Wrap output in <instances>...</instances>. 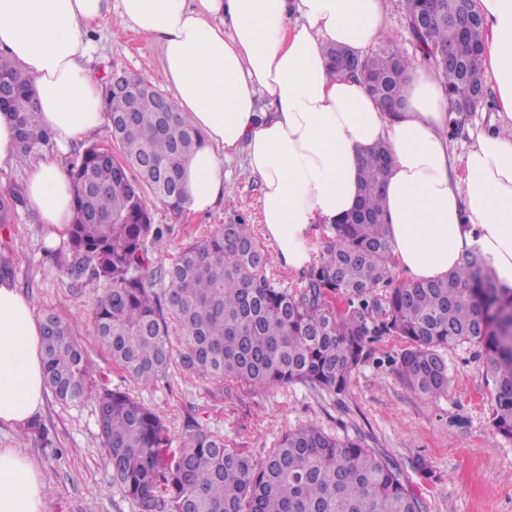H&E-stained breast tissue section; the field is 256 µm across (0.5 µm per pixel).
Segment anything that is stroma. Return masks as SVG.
I'll use <instances>...</instances> for the list:
<instances>
[{
	"instance_id": "stroma-1",
	"label": "stroma",
	"mask_w": 512,
	"mask_h": 512,
	"mask_svg": "<svg viewBox=\"0 0 512 512\" xmlns=\"http://www.w3.org/2000/svg\"><path fill=\"white\" fill-rule=\"evenodd\" d=\"M88 38L95 46L91 65L99 76L123 69L165 89L160 50L149 37L125 30L108 16ZM228 168V202L213 212L176 215L152 202L154 222L168 229V247L154 255V266L170 265L186 244L242 219L265 247L268 277L282 288H302L306 271L288 269L275 242L264 234L258 184L242 172L240 161ZM0 258L10 263L11 280L31 301L36 316L51 312L71 324L99 387L128 392L165 422L170 451H178L186 434L196 429L261 461L286 432L315 424L327 434L357 440L391 457L427 512H512V440L491 430L486 359L477 347L448 349V392L436 400L416 394L397 373L395 362L404 344L395 336L372 345L349 393L339 399L306 383L259 387L213 382L177 360L163 378L144 386L98 343L88 316L92 289L72 287L48 254L44 227L31 221L29 209L0 227ZM36 418L50 430L53 447H38L22 439L21 427L1 422L0 448L18 449L39 466L49 492L46 512H140L138 502L112 481L95 400L65 405L49 394ZM420 458L429 465L430 478L414 470Z\"/></svg>"
}]
</instances>
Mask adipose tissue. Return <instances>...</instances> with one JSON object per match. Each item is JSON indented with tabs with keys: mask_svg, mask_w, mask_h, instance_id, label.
<instances>
[{
	"mask_svg": "<svg viewBox=\"0 0 512 512\" xmlns=\"http://www.w3.org/2000/svg\"><path fill=\"white\" fill-rule=\"evenodd\" d=\"M477 8L497 119L459 156L436 72L414 65L391 107L331 67L329 46L361 56L376 47L387 32L384 0H0V50L32 79L33 107L54 142L28 161L23 184L48 245L73 220L61 154L106 120L84 32L110 14L157 42L173 109L200 133L181 170L183 211L223 204L225 164L242 158L261 188L266 235L284 265L302 269L314 226L357 208L362 160L383 141L393 157L383 188L388 236L408 279L447 275L476 250L512 288V0ZM41 336L31 301L0 281V422L25 425L44 402ZM46 503L34 461L0 448V512H46Z\"/></svg>",
	"mask_w": 512,
	"mask_h": 512,
	"instance_id": "adipose-tissue-1",
	"label": "adipose tissue"
}]
</instances>
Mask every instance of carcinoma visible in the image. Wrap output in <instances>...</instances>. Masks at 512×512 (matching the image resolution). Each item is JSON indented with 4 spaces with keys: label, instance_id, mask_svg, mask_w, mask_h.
<instances>
[{
    "label": "carcinoma",
    "instance_id": "cac0c4a2",
    "mask_svg": "<svg viewBox=\"0 0 512 512\" xmlns=\"http://www.w3.org/2000/svg\"><path fill=\"white\" fill-rule=\"evenodd\" d=\"M419 5L405 0L407 27L444 88L448 138L454 139L465 127L460 102L472 93L481 102L490 97L480 62L483 21L474 0H447V13L417 28L412 19ZM410 67L407 53L383 41L358 66L342 59L334 70L367 81L379 101L391 104L401 99ZM0 77L11 83L0 111L12 116L18 154L26 161L50 146L51 135L32 106V82L2 52ZM137 80L130 74L118 89L102 83L109 136L117 139L125 165L100 156L94 144L74 154V220L67 246L55 254L73 282L105 287L93 327L113 362L149 384L178 354L206 380L306 382L340 396L371 345L397 336L407 344L396 361L402 378L419 395L437 399L449 383L441 351L476 344L486 358L491 426L512 440V289L498 286L477 251L464 254L445 278L398 280L382 198L392 161L384 144L363 163L358 209L331 225L302 289L288 291L269 279L264 246L243 221L184 247L164 270V287L153 288L149 250L162 251L165 232L152 223L145 192L182 211L180 172L198 132L162 111L164 93ZM25 206L20 186L0 191V226L13 223ZM333 297L345 302L344 310L334 308ZM172 328L180 336L179 353L170 342ZM41 354L57 400L96 399L112 479L142 512H424L390 459L314 425L288 431L260 463L200 430L169 453L157 414L123 391L95 389L72 326L54 313L42 319ZM23 438L51 444L39 423Z\"/></svg>",
    "mask_w": 512,
    "mask_h": 512
}]
</instances>
